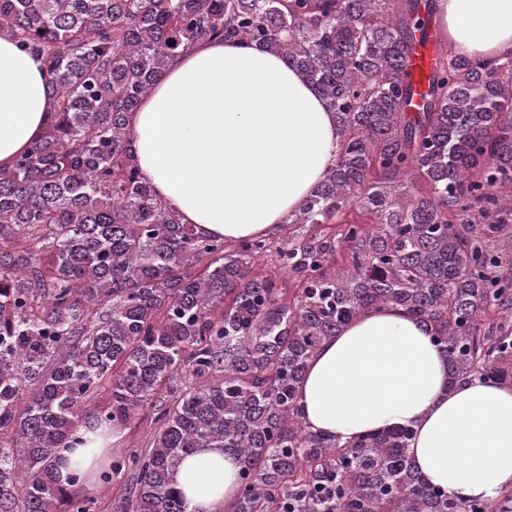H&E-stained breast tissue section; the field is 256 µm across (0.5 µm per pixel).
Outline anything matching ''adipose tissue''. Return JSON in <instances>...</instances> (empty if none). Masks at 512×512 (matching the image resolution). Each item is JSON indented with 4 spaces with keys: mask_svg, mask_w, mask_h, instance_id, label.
<instances>
[{
    "mask_svg": "<svg viewBox=\"0 0 512 512\" xmlns=\"http://www.w3.org/2000/svg\"><path fill=\"white\" fill-rule=\"evenodd\" d=\"M436 31L492 62L512 51V0H436ZM37 55L0 38V169L39 139L52 102ZM143 178L182 223L229 242L268 235L323 179L339 147L335 112L274 52L198 43L173 59L130 116ZM314 432L347 442L394 426L448 493L488 499L512 485V387L476 375L449 386L425 325L400 308L369 312L324 342L299 386ZM237 465L220 448L186 458L175 481L193 512H230Z\"/></svg>",
    "mask_w": 512,
    "mask_h": 512,
    "instance_id": "adipose-tissue-1",
    "label": "adipose tissue"
}]
</instances>
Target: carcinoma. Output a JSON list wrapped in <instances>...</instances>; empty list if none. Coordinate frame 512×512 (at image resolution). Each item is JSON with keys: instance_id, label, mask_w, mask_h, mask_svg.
<instances>
[{"instance_id": "carcinoma-1", "label": "carcinoma", "mask_w": 512, "mask_h": 512, "mask_svg": "<svg viewBox=\"0 0 512 512\" xmlns=\"http://www.w3.org/2000/svg\"><path fill=\"white\" fill-rule=\"evenodd\" d=\"M433 0H0V37L44 60L54 114L0 170V512H95L56 451L148 413L152 448L112 452L127 512H192L197 448L240 466L232 512H512L426 481L401 427L341 443L297 405L308 361L393 306L448 360L512 384V53L427 42ZM278 54L336 112L335 162L269 238L202 236L133 159L130 114L204 41ZM265 256L271 269L258 266ZM195 386L175 400L181 372ZM109 402L96 404L102 390Z\"/></svg>"}]
</instances>
